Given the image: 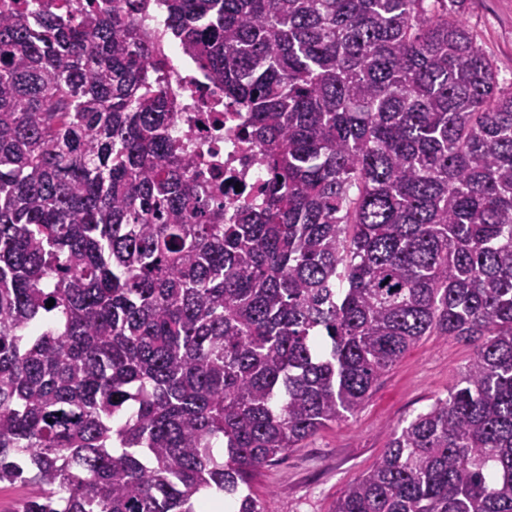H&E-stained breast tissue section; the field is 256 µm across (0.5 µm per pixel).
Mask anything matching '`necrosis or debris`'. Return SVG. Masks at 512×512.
Wrapping results in <instances>:
<instances>
[{"label": "necrosis or debris", "instance_id": "necrosis-or-debris-1", "mask_svg": "<svg viewBox=\"0 0 512 512\" xmlns=\"http://www.w3.org/2000/svg\"><path fill=\"white\" fill-rule=\"evenodd\" d=\"M152 2L140 24L164 56L161 86L177 114L174 135L196 147L191 178L205 184L216 200L228 206L243 196L257 197L265 172L257 148L241 138L245 113L225 102L223 93L182 47L167 39L163 0Z\"/></svg>", "mask_w": 512, "mask_h": 512}]
</instances>
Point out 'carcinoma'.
I'll return each instance as SVG.
<instances>
[{
    "instance_id": "obj_1",
    "label": "carcinoma",
    "mask_w": 512,
    "mask_h": 512,
    "mask_svg": "<svg viewBox=\"0 0 512 512\" xmlns=\"http://www.w3.org/2000/svg\"><path fill=\"white\" fill-rule=\"evenodd\" d=\"M144 2L0 12L21 512H265L256 473L424 336L473 356L335 512H512V83L466 0H166L267 170L228 219L170 134Z\"/></svg>"
}]
</instances>
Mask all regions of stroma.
I'll return each mask as SVG.
<instances>
[{
    "label": "stroma",
    "instance_id": "stroma-1",
    "mask_svg": "<svg viewBox=\"0 0 512 512\" xmlns=\"http://www.w3.org/2000/svg\"><path fill=\"white\" fill-rule=\"evenodd\" d=\"M467 24L512 82V0H469ZM472 354L469 346L423 337L375 384L355 418L329 425L261 470L252 491L268 512H334L344 488L372 468L390 434L447 395Z\"/></svg>",
    "mask_w": 512,
    "mask_h": 512
}]
</instances>
